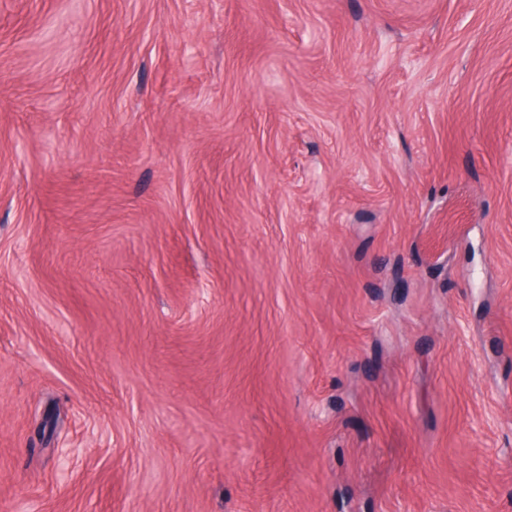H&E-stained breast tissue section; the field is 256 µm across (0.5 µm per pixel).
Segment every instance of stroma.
Listing matches in <instances>:
<instances>
[{"instance_id": "stroma-1", "label": "stroma", "mask_w": 512, "mask_h": 512, "mask_svg": "<svg viewBox=\"0 0 512 512\" xmlns=\"http://www.w3.org/2000/svg\"><path fill=\"white\" fill-rule=\"evenodd\" d=\"M0 512H512V0H0Z\"/></svg>"}]
</instances>
